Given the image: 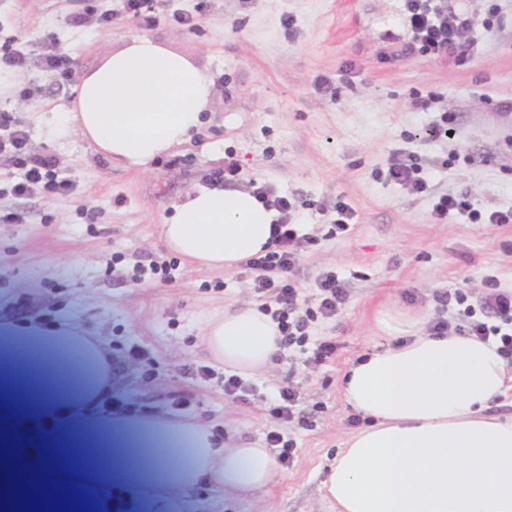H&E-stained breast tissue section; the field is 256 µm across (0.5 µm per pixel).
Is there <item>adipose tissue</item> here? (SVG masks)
Returning a JSON list of instances; mask_svg holds the SVG:
<instances>
[{
	"instance_id": "adipose-tissue-1",
	"label": "adipose tissue",
	"mask_w": 512,
	"mask_h": 512,
	"mask_svg": "<svg viewBox=\"0 0 512 512\" xmlns=\"http://www.w3.org/2000/svg\"><path fill=\"white\" fill-rule=\"evenodd\" d=\"M213 95L206 74L149 37L133 39L82 75L69 114L83 139L132 164L188 141ZM276 210L250 192L188 194L170 223L166 248L206 268L232 269L263 255ZM275 322L255 307L211 319L204 343L241 375L266 369L277 349ZM66 342L47 353L0 335V512H30L36 495L73 499L93 512H162L201 482L248 493L278 475L270 449L217 444L205 426L157 421L151 437L102 416L92 360ZM512 385L493 342L419 335L366 355L343 386L370 420L344 442L322 495L334 512H512V417L488 414ZM178 439L186 456L157 455Z\"/></svg>"
}]
</instances>
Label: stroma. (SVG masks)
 I'll return each instance as SVG.
<instances>
[{
  "label": "stroma",
  "mask_w": 512,
  "mask_h": 512,
  "mask_svg": "<svg viewBox=\"0 0 512 512\" xmlns=\"http://www.w3.org/2000/svg\"><path fill=\"white\" fill-rule=\"evenodd\" d=\"M500 25L476 27L464 59L403 53L404 0H150L144 24L126 0H0V46L30 58L0 66V113L28 133L27 154L48 157L66 193H8L22 166L0 155V309L44 304L79 336L98 337L127 360L116 400L151 409L133 429L179 417L211 427L225 444L266 446L276 431L295 443L265 490L245 498L208 483L169 501L168 512H332L321 495L344 440L369 423L342 396L362 357L397 346L379 325L402 313L427 333L434 291L479 292L484 275L512 290V223L433 220L441 196L465 195L489 213L512 209V0H436ZM93 20L77 25V16ZM70 54L75 74L147 36L186 57L214 94L190 141L138 165L98 152L63 115L76 82L56 88L39 66L45 37ZM417 157L427 180L416 193L390 180L394 159ZM237 171L229 180L227 162ZM221 188L285 196L312 242L294 269L305 307L316 279L336 273L348 302L310 331L335 340L332 361L307 364L278 349L245 377L246 399L224 393L225 370L202 341L208 320L231 304L265 306L247 267L206 270L168 252L155 227L187 194ZM352 214L337 232L338 209ZM170 263L165 279L133 280L135 264ZM294 387L292 421L270 413Z\"/></svg>",
  "instance_id": "obj_1"
}]
</instances>
